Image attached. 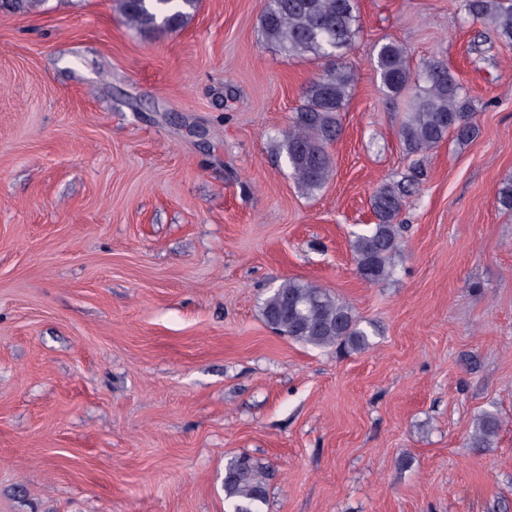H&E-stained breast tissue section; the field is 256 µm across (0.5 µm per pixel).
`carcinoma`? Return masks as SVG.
<instances>
[{"label":"carcinoma","mask_w":512,"mask_h":512,"mask_svg":"<svg viewBox=\"0 0 512 512\" xmlns=\"http://www.w3.org/2000/svg\"><path fill=\"white\" fill-rule=\"evenodd\" d=\"M200 0H119L126 22L134 29L174 32L198 10ZM458 7L473 20H486L501 39L512 43V0H460ZM355 0H267L261 15L266 40L290 56L338 58L358 34ZM375 69L387 96L411 92L408 112L399 127L405 149L420 153L437 146L453 132L460 141L477 134L476 112L464 87L445 65L427 64L411 70L404 48L393 41L379 46ZM351 75L336 68L313 79L305 88L283 134L292 177L302 193L312 195L327 183L333 168L328 146L340 135V112L350 97ZM414 180L389 181L371 196L373 227L355 238L353 259L359 276L381 284L394 273L393 258L403 247L399 217L413 194ZM265 323L281 336L319 349L348 353L374 344L377 327L361 320L346 300L323 288L287 279L264 299ZM500 429L496 415L485 411L473 422L470 447H490ZM267 468L246 454L224 461V501L227 512H263L267 499Z\"/></svg>","instance_id":"1"}]
</instances>
